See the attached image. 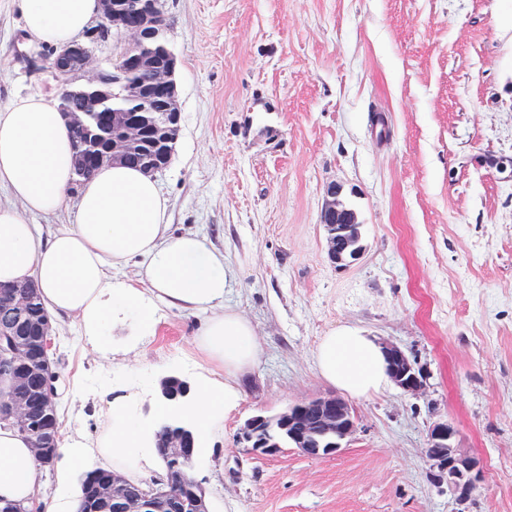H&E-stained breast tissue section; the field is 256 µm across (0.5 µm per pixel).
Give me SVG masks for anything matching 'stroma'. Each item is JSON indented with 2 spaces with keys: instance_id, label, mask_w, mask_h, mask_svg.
Listing matches in <instances>:
<instances>
[{
  "instance_id": "stroma-1",
  "label": "stroma",
  "mask_w": 512,
  "mask_h": 512,
  "mask_svg": "<svg viewBox=\"0 0 512 512\" xmlns=\"http://www.w3.org/2000/svg\"><path fill=\"white\" fill-rule=\"evenodd\" d=\"M165 19L182 121L156 180L173 228L223 251L224 304L261 345L194 461L211 512H512V0H165ZM48 50L0 0V104L60 95L28 67ZM332 183L363 226L350 267L325 252ZM155 317L115 322L107 354L58 328V420L88 446L110 399L144 422L168 409L164 378L211 377L200 316ZM344 325L401 347L423 391L351 399L338 455L249 453L248 418L333 393L314 352ZM443 420L482 471L465 502L425 455Z\"/></svg>"
}]
</instances>
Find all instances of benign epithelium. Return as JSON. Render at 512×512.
Listing matches in <instances>:
<instances>
[{
	"mask_svg": "<svg viewBox=\"0 0 512 512\" xmlns=\"http://www.w3.org/2000/svg\"><path fill=\"white\" fill-rule=\"evenodd\" d=\"M99 24L104 30H114L125 37L118 61L105 66L93 64L87 44L76 42L48 58L46 64L65 81L62 94L80 95L82 109L70 112L61 109L72 125L87 127L92 115L109 109L112 84L119 82L116 74L127 69L142 70L148 79L121 84L123 96L138 106V111L150 107L151 121L132 114L130 109H110L112 128L117 134L107 142L106 152L113 163L123 162L128 154L141 145L148 134L163 146L157 165L148 169L159 173L172 160L173 144L181 131L182 108L174 79L176 56L168 45L165 25L161 20L159 0H133L129 8L116 6L117 0H99ZM340 188H327L323 210L326 253L339 266H349L363 254L357 217L337 199ZM9 303L18 312L19 320L0 323V335L9 339L6 352L0 354V376L8 378L10 394L0 399V420H5L32 435L30 444L39 464H51L56 456L55 434L37 424L36 407L53 410L56 407L58 375L51 361V325L48 317L31 320L36 292L31 285L7 291ZM382 349L388 361L392 382L405 393L417 394L424 388L416 363L397 345L383 341ZM357 417L351 405L336 395H316L298 400L274 415H255L240 428V440L256 456L274 455L283 448L279 431H288V445L310 457L338 454L357 430ZM455 425L437 422L429 429L426 457L445 475L461 500L467 499L481 480L476 459L459 451L455 441ZM190 444L171 436L165 445V460L170 462L164 496L177 501L191 492L195 499L194 512H211L206 493L198 481L189 476L187 463L191 460ZM110 502L115 512H153L152 500L135 498L130 494L129 478L120 472L112 476Z\"/></svg>",
	"mask_w": 512,
	"mask_h": 512,
	"instance_id": "benign-epithelium-1",
	"label": "benign epithelium"
}]
</instances>
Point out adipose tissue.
Here are the masks:
<instances>
[{
  "label": "adipose tissue",
  "mask_w": 512,
  "mask_h": 512,
  "mask_svg": "<svg viewBox=\"0 0 512 512\" xmlns=\"http://www.w3.org/2000/svg\"><path fill=\"white\" fill-rule=\"evenodd\" d=\"M24 28L32 40L62 47L97 19L98 0H20ZM71 127L54 95L19 98L0 106V283L30 282L47 312L70 319L97 350L109 346L107 327L122 313L151 326L157 304L205 322L196 345L220 372L189 404L199 433L240 398L234 386L251 370L260 346L251 324L224 306L227 265L222 251L206 238L170 228L168 206L152 176L126 165L104 166L71 195L74 171ZM75 208L74 222L42 234L32 215ZM139 261L136 280L113 279L110 271ZM315 363L321 377L341 392L364 398L383 392L391 378L378 341L344 326L319 342ZM149 437L146 426L127 420L122 404L112 406V427L100 447L91 448L77 432H61L69 467L53 488L37 478L38 463L29 441L16 428L0 427V497L21 512H78L71 490L73 472L100 458L128 462Z\"/></svg>",
  "instance_id": "obj_1"
}]
</instances>
